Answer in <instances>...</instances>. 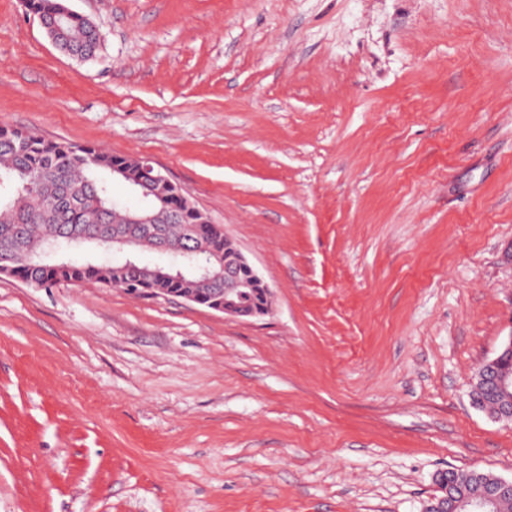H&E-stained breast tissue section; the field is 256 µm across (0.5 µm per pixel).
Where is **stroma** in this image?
<instances>
[{"mask_svg": "<svg viewBox=\"0 0 512 512\" xmlns=\"http://www.w3.org/2000/svg\"><path fill=\"white\" fill-rule=\"evenodd\" d=\"M0 0V126L147 157L273 290L240 319L0 278V512H424L512 479V0ZM77 15L76 12L62 5L57 16L58 20L47 30L51 41L56 45L55 33L61 32L64 20H70ZM66 36L64 47L61 49L67 55L73 58L89 59L93 57L101 45L102 36L99 30L87 18L80 16L78 20H73L64 24ZM486 396L492 399L495 409L490 411L486 403L473 400V405L497 420L512 422V335L503 342L495 357L478 369ZM487 400L488 405L493 402Z\"/></svg>", "mask_w": 512, "mask_h": 512, "instance_id": "obj_1", "label": "stroma"}]
</instances>
